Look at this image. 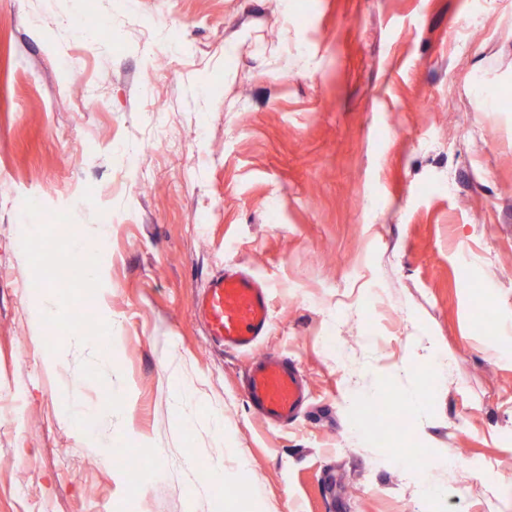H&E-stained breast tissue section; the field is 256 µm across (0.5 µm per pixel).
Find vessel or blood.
I'll list each match as a JSON object with an SVG mask.
<instances>
[{"mask_svg":"<svg viewBox=\"0 0 512 512\" xmlns=\"http://www.w3.org/2000/svg\"><path fill=\"white\" fill-rule=\"evenodd\" d=\"M197 310L216 345L242 352L256 348L271 323L268 292L237 267L209 280ZM245 396L265 420L283 425L297 417L304 399L296 372L269 358L252 364Z\"/></svg>","mask_w":512,"mask_h":512,"instance_id":"1","label":"vessel or blood"}]
</instances>
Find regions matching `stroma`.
<instances>
[{
  "label": "stroma",
  "instance_id": "stroma-1",
  "mask_svg": "<svg viewBox=\"0 0 512 512\" xmlns=\"http://www.w3.org/2000/svg\"><path fill=\"white\" fill-rule=\"evenodd\" d=\"M99 224L108 362L56 279ZM227 264L270 288L252 352L195 310ZM265 354L286 426L245 397ZM218 498L512 512V0H0V512ZM245 396L265 420L283 425L297 417L304 399L296 372L269 358L251 365ZM388 403L392 407L391 398L387 393L379 395L372 403L375 406L373 411L369 412V421L371 427L378 433V436H383V431L390 425L398 423L405 417L394 412V415L389 418H384V414L381 411L382 408L388 406Z\"/></svg>",
  "mask_w": 512,
  "mask_h": 512
}]
</instances>
